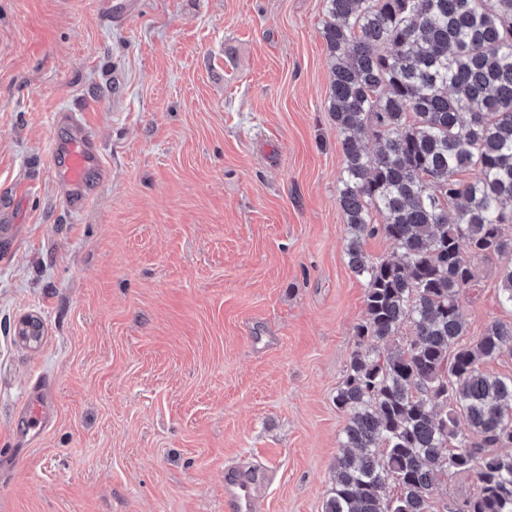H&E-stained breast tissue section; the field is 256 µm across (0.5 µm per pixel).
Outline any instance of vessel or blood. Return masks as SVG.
<instances>
[{"label":"vessel or blood","mask_w":512,"mask_h":512,"mask_svg":"<svg viewBox=\"0 0 512 512\" xmlns=\"http://www.w3.org/2000/svg\"><path fill=\"white\" fill-rule=\"evenodd\" d=\"M55 121L71 126L67 114L59 113ZM70 138L55 144V176L68 201H75L91 195L90 178L93 172L101 170L100 152L92 132L84 127L71 126ZM256 482L235 469L224 472L225 512H253Z\"/></svg>","instance_id":"b4317fda"}]
</instances>
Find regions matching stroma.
I'll return each instance as SVG.
<instances>
[{
	"label": "stroma",
	"instance_id": "obj_1",
	"mask_svg": "<svg viewBox=\"0 0 512 512\" xmlns=\"http://www.w3.org/2000/svg\"><path fill=\"white\" fill-rule=\"evenodd\" d=\"M325 5L0 0V512H224L231 464L261 478L254 512H323L365 317ZM64 109L108 172L75 211ZM471 265L465 344L512 322L500 258Z\"/></svg>",
	"mask_w": 512,
	"mask_h": 512
}]
</instances>
